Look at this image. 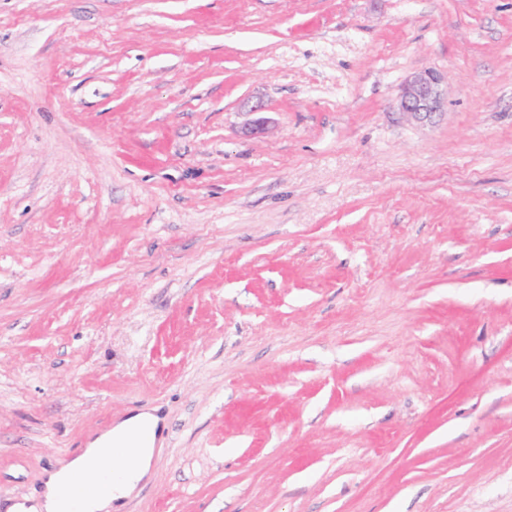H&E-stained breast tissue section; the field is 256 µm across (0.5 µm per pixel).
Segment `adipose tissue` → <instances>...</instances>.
Wrapping results in <instances>:
<instances>
[{"label": "adipose tissue", "mask_w": 512, "mask_h": 512, "mask_svg": "<svg viewBox=\"0 0 512 512\" xmlns=\"http://www.w3.org/2000/svg\"><path fill=\"white\" fill-rule=\"evenodd\" d=\"M159 433V417L146 412L101 432L65 466L48 474L43 494L30 512H114L149 475ZM125 443L130 444L131 452L120 467L109 475L99 473V459L111 453L114 446ZM67 487H83L87 493L69 503L62 496Z\"/></svg>", "instance_id": "ef3b65f1"}]
</instances>
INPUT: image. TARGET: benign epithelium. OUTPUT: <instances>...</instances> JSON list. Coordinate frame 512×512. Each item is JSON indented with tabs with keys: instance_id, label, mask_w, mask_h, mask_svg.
Returning <instances> with one entry per match:
<instances>
[{
	"instance_id": "7a95c632",
	"label": "benign epithelium",
	"mask_w": 512,
	"mask_h": 512,
	"mask_svg": "<svg viewBox=\"0 0 512 512\" xmlns=\"http://www.w3.org/2000/svg\"><path fill=\"white\" fill-rule=\"evenodd\" d=\"M446 86L447 76L434 69L411 74L401 88L399 110L419 125L435 123L447 105Z\"/></svg>"
}]
</instances>
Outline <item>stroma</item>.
Here are the masks:
<instances>
[{"label": "stroma", "instance_id": "1", "mask_svg": "<svg viewBox=\"0 0 512 512\" xmlns=\"http://www.w3.org/2000/svg\"><path fill=\"white\" fill-rule=\"evenodd\" d=\"M140 412L121 512H512V0H0V512ZM447 76L434 69L411 74L404 82L398 99L399 110L419 125L435 123L447 105Z\"/></svg>", "mask_w": 512, "mask_h": 512}]
</instances>
